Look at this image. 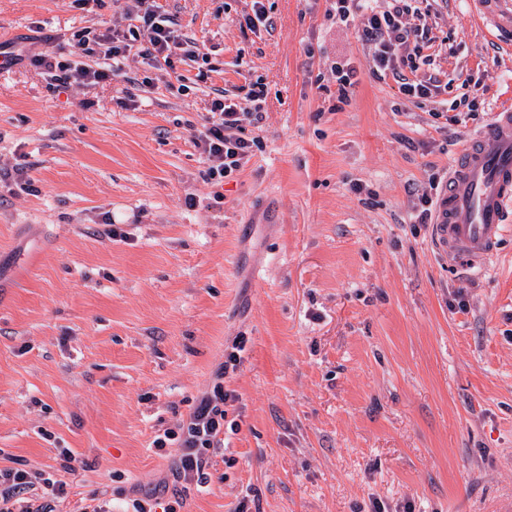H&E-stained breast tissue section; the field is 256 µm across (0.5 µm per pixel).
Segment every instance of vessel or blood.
<instances>
[{
    "mask_svg": "<svg viewBox=\"0 0 512 512\" xmlns=\"http://www.w3.org/2000/svg\"><path fill=\"white\" fill-rule=\"evenodd\" d=\"M492 41L512 48V0H465ZM512 228V110L495 112L448 170L432 220V244L452 267L482 266Z\"/></svg>",
    "mask_w": 512,
    "mask_h": 512,
    "instance_id": "1",
    "label": "vessel or blood"
}]
</instances>
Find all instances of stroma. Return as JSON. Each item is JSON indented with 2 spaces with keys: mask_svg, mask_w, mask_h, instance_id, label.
I'll return each mask as SVG.
<instances>
[{
  "mask_svg": "<svg viewBox=\"0 0 512 512\" xmlns=\"http://www.w3.org/2000/svg\"><path fill=\"white\" fill-rule=\"evenodd\" d=\"M263 3L273 26L251 31V0H165L206 76L132 54L60 93L33 56L127 31L126 0H0V47L20 57L0 66V469L25 464L30 502L56 512H133L173 482L176 448L154 439L239 338L224 381L238 428L178 512H507L512 231L486 268L454 269L416 215L512 108V52L463 0H424L449 87L418 106L327 0ZM339 59L360 79L342 106ZM256 80L263 119L243 135L261 146L210 184L192 134L216 91ZM465 91L479 111L448 124Z\"/></svg>",
  "mask_w": 512,
  "mask_h": 512,
  "instance_id": "35a3bbf8",
  "label": "stroma"
}]
</instances>
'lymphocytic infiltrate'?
<instances>
[{"mask_svg":"<svg viewBox=\"0 0 512 512\" xmlns=\"http://www.w3.org/2000/svg\"><path fill=\"white\" fill-rule=\"evenodd\" d=\"M418 2L380 0L374 5L370 0H331L329 12L343 25L359 21L360 35L372 48L369 65L373 75L393 77L400 93L408 101L421 105L439 93L441 84L436 75L419 72L421 65L431 61L432 39L428 28L421 23L423 14ZM126 14L130 20L127 34L106 33L91 41L79 40L80 60L62 61L44 53L35 56V65L53 85L66 89L76 83L94 86L110 79L111 69L86 63L87 57L98 50L112 60L134 51L168 67L178 58L206 60V53L178 34L175 20L159 0H130ZM265 95V84L255 81L249 83L244 102H235L221 93L213 98L204 124L193 135L207 165L205 173L209 181L223 182L249 160L255 142L241 137L240 132L244 125L261 121ZM238 360L237 351L227 352L215 372L211 389L197 398L192 411L175 428L154 440L157 448L176 443L173 472L176 482L206 484L207 454L223 447L226 406L238 399L235 391L224 386L225 377L236 368ZM32 484L33 475L26 469H0V512H31L22 501Z\"/></svg>","mask_w":512,"mask_h":512,"instance_id":"f902f5d3","label":"lymphocytic infiltrate"}]
</instances>
